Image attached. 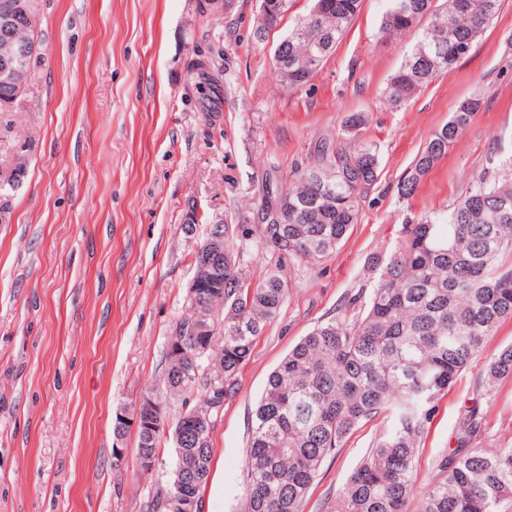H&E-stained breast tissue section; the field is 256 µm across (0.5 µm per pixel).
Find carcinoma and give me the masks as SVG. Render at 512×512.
<instances>
[{"label":"carcinoma","mask_w":512,"mask_h":512,"mask_svg":"<svg viewBox=\"0 0 512 512\" xmlns=\"http://www.w3.org/2000/svg\"><path fill=\"white\" fill-rule=\"evenodd\" d=\"M270 15L256 20L260 41L276 27L293 0H274ZM316 14L300 18L277 46L278 61L288 69L279 76L302 88L320 70L360 11L361 0H320ZM433 0H387L381 38L386 41L420 29L410 54L391 76L384 95L400 106L435 77L462 60L458 49L475 44L497 14L500 0H444L441 7L420 8ZM21 85L0 84V110L20 100ZM479 95L465 98L416 155L397 184L410 198L448 148L483 108ZM377 145L360 138L349 147L330 141L317 149L316 161L287 186L265 185L260 210H280L282 223L258 225L261 240L274 251L273 269L257 280L236 262L224 239V271L205 291L202 308L215 314L212 332L186 331L197 314L174 327L165 350L162 385L165 397L146 393L149 422L137 432V459L144 470L157 460L170 421L169 402L198 400L193 409L211 422L185 427L173 438L175 466L165 493L152 499L153 512H175L172 497H201L212 462L210 435L216 416L208 407L212 387L228 398L235 376L253 346L273 321L288 293L285 261H320L361 221V200L378 178ZM499 175L481 173L448 209L426 214L404 226L393 248L369 258L374 286L361 318L338 317L317 324L269 374L251 414L243 512H304L309 490L322 464L344 447L363 421L380 415L389 426L347 477L328 512H512V447L484 448L476 442L484 413L472 407L460 424L462 448L443 456L438 475L419 485L414 460L440 397L479 353L499 324L512 319V154L499 161ZM25 176V162L0 169V195ZM512 379V346L487 363L479 386L491 394Z\"/></svg>","instance_id":"obj_1"}]
</instances>
